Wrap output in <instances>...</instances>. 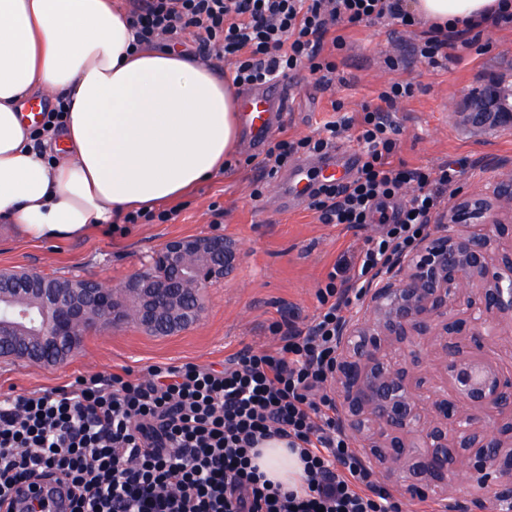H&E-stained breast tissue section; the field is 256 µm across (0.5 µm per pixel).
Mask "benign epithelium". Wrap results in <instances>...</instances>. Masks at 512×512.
<instances>
[{
  "instance_id": "7a95c632",
  "label": "benign epithelium",
  "mask_w": 512,
  "mask_h": 512,
  "mask_svg": "<svg viewBox=\"0 0 512 512\" xmlns=\"http://www.w3.org/2000/svg\"><path fill=\"white\" fill-rule=\"evenodd\" d=\"M467 117L481 126L511 122L512 111L491 88L469 103ZM482 167L488 181L455 197L365 290L359 311L338 328L330 370L339 425L364 466L409 501L435 498L436 512H460L448 483L462 466L495 475L496 492H512V369L485 352L496 337L512 348V253H502L512 248L502 240L512 230V161L494 157ZM207 252L219 259L185 264ZM237 258L222 237L187 236L155 254L166 270L158 278L135 275L119 288L90 279L70 296L40 275L42 311L0 300V340L15 359L39 362L42 349L67 358L78 348L75 326L89 312L100 313L103 326L121 325L131 296L137 324L153 328L189 284L196 301L182 320L195 322L203 288ZM424 349L434 357L430 376L409 367Z\"/></svg>"
}]
</instances>
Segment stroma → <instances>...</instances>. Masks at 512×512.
<instances>
[{
  "label": "stroma",
  "instance_id": "stroma-1",
  "mask_svg": "<svg viewBox=\"0 0 512 512\" xmlns=\"http://www.w3.org/2000/svg\"><path fill=\"white\" fill-rule=\"evenodd\" d=\"M346 51L337 54L341 84L324 90L308 71L294 75V95L270 142L313 135L335 119L332 101L347 111L371 101L381 83H413L415 93L390 118L397 132L396 161L408 168H435L463 159L467 168L457 189L485 181L483 158L512 160V124L475 129L463 116L465 100L488 78L512 86V25L489 27L481 40L444 68L417 62L391 71L384 57L392 47L411 53L414 34L387 23L344 30ZM264 148L239 137L223 173L187 194L167 221L119 224L79 240L30 242L15 236L0 219V272L35 270L53 277H94L122 285L145 268L152 255L176 236H222L236 243L239 259L203 294L199 322L168 336H154L133 323L100 327L83 337L66 361L39 365L0 357V396L51 390L77 376L120 372L146 374L153 365L195 363L222 367L244 348H276L273 325L292 321L300 329L313 322L316 292L341 258L361 248L366 233L343 224H324L307 203L283 204L275 180L259 182L253 162ZM261 197H253L254 189Z\"/></svg>",
  "mask_w": 512,
  "mask_h": 512
}]
</instances>
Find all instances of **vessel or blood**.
I'll list each match as a JSON object with an SVG mask.
<instances>
[{
    "mask_svg": "<svg viewBox=\"0 0 512 512\" xmlns=\"http://www.w3.org/2000/svg\"><path fill=\"white\" fill-rule=\"evenodd\" d=\"M293 92V86L286 81L243 92L242 120L255 142H262L269 136L275 127L277 113L287 111ZM355 165L356 155L349 149L328 154L316 169L303 162L294 164L280 181V196L284 199H308L317 185L347 182Z\"/></svg>",
    "mask_w": 512,
    "mask_h": 512,
    "instance_id": "vessel-or-blood-1",
    "label": "vessel or blood"
}]
</instances>
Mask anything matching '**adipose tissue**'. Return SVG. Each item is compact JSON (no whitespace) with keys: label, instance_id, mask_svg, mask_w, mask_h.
<instances>
[{"label":"adipose tissue","instance_id":"adipose-tissue-1","mask_svg":"<svg viewBox=\"0 0 512 512\" xmlns=\"http://www.w3.org/2000/svg\"><path fill=\"white\" fill-rule=\"evenodd\" d=\"M499 0H410L438 22L479 18ZM66 98L48 159L23 119L26 99ZM239 96L217 70L137 46L119 0H0V217L25 239L78 240L126 212L180 200L223 171L239 137ZM301 489L303 464L271 438L254 459Z\"/></svg>","mask_w":512,"mask_h":512}]
</instances>
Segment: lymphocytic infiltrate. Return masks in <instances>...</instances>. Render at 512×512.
<instances>
[{
  "mask_svg": "<svg viewBox=\"0 0 512 512\" xmlns=\"http://www.w3.org/2000/svg\"><path fill=\"white\" fill-rule=\"evenodd\" d=\"M408 0H133L138 42L191 36L200 53L234 59L232 83L257 88L305 69L332 87L342 29L387 22L419 28L417 60L441 67L479 34L426 26ZM411 83L379 88L363 117L344 115L321 132L282 139L259 167L272 176L297 155L323 157L354 131L361 155L350 181L313 190L308 207L325 224L376 225L349 262L317 291L307 330L275 327L277 349L244 350L222 369L194 363L81 376L64 387L0 399V507L23 482L64 483L70 512H402L377 490L327 392L336 326L365 286L410 248L448 203L463 167L406 168L390 112L412 97ZM286 439L304 464V492L283 489L253 464L258 445Z\"/></svg>",
  "mask_w": 512,
  "mask_h": 512,
  "instance_id": "f902f5d3",
  "label": "lymphocytic infiltrate"
}]
</instances>
